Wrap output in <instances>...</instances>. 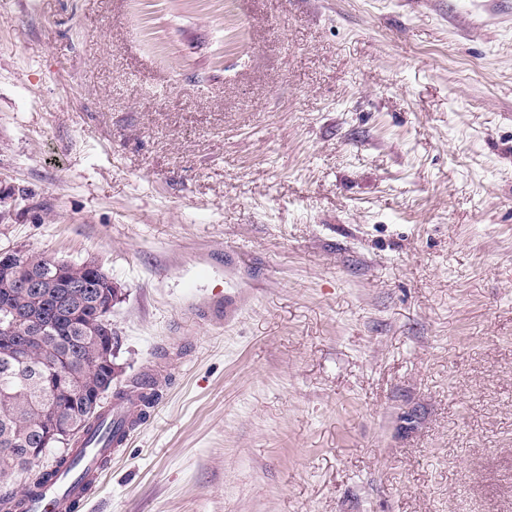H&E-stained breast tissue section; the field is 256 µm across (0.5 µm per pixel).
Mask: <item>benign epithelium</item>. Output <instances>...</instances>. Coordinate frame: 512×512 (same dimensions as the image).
Masks as SVG:
<instances>
[{
	"label": "benign epithelium",
	"mask_w": 512,
	"mask_h": 512,
	"mask_svg": "<svg viewBox=\"0 0 512 512\" xmlns=\"http://www.w3.org/2000/svg\"><path fill=\"white\" fill-rule=\"evenodd\" d=\"M0 268L4 269L5 286L16 288L27 297L34 299L45 288H62L67 300L75 304L66 305L67 316L85 336L92 337L87 347L92 353V359L97 362L110 361L112 349L108 345L94 339L98 335V328L102 320L89 316L80 305L87 296L92 295L102 299L107 289L114 287L112 279L93 262L85 264L88 274L73 273L74 265L64 260H52L50 264H39L20 250L0 251ZM14 327H20L28 338L38 342L48 333L49 324L44 317L32 312L25 318L16 316L11 318ZM45 361L50 364L52 377L59 380L60 389L66 393L77 392L89 396L85 405V415L90 416L96 409L100 398L104 396V389L95 385L93 377L84 371H77L72 365L69 353L55 352L46 348ZM50 422L47 424L41 447L31 449V456L43 455L48 447L62 443L77 436L81 430L82 422L76 416L65 413L54 407L48 411Z\"/></svg>",
	"instance_id": "benign-epithelium-1"
}]
</instances>
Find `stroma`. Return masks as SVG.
<instances>
[{
	"instance_id": "35a3bbf8",
	"label": "stroma",
	"mask_w": 512,
	"mask_h": 512,
	"mask_svg": "<svg viewBox=\"0 0 512 512\" xmlns=\"http://www.w3.org/2000/svg\"><path fill=\"white\" fill-rule=\"evenodd\" d=\"M15 249L156 392L80 512H512V0H0Z\"/></svg>"
}]
</instances>
